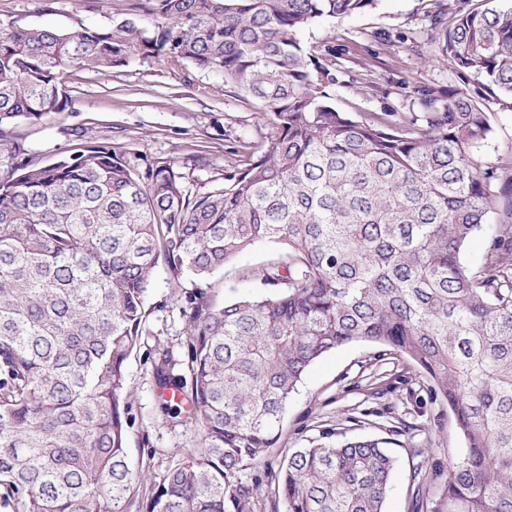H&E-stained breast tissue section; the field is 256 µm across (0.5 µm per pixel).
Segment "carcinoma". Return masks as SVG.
Returning <instances> with one entry per match:
<instances>
[{"label":"carcinoma","mask_w":512,"mask_h":512,"mask_svg":"<svg viewBox=\"0 0 512 512\" xmlns=\"http://www.w3.org/2000/svg\"><path fill=\"white\" fill-rule=\"evenodd\" d=\"M377 0H138L104 28L0 26V127L71 104L65 77L134 60L190 63L252 99L270 132L224 184L191 194L165 162L108 145L0 171V499L13 512H246L238 473L281 437L318 359L370 342L403 355L465 442L434 512H512V151L483 162L485 95L421 86L418 112L352 116L300 33ZM463 80L512 108V6L456 0L430 15ZM495 223H488L489 219ZM490 232L481 269L471 239ZM273 291L185 295L190 389L163 352L160 396L181 398L197 446L131 498L126 362L156 267L205 281L258 242ZM383 438L312 443L273 476L284 512H385Z\"/></svg>","instance_id":"1"}]
</instances>
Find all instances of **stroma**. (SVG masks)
<instances>
[{
    "mask_svg": "<svg viewBox=\"0 0 512 512\" xmlns=\"http://www.w3.org/2000/svg\"><path fill=\"white\" fill-rule=\"evenodd\" d=\"M128 0H0V26L52 28L75 33L108 27ZM437 0H378L375 9L326 17L300 38L313 62L336 74L329 89L342 112H414L416 89L456 78L438 47L427 13ZM70 107L37 122L5 126L22 156L42 162L106 143L138 165L167 162L187 189L205 192L223 183L224 171L265 140L268 127L254 102L226 93L221 76L189 64L149 59L101 74H69ZM283 246L260 243L216 271L206 287L217 304L242 294H264L252 271L278 258ZM192 277L173 279L158 265L146 293V334L127 360L129 418L126 447L131 468L164 473L199 436L166 410L157 395L153 361L158 348L181 355L187 337L182 315ZM378 345L351 343L313 364L285 412L278 444L239 477L257 484L251 512H275L272 477L287 450L320 440L339 444L385 438L397 459L386 512H413L417 472L447 469L463 458L465 443L447 403L432 398L430 383L408 359L378 360Z\"/></svg>",
    "mask_w": 512,
    "mask_h": 512,
    "instance_id": "1",
    "label": "stroma"
}]
</instances>
